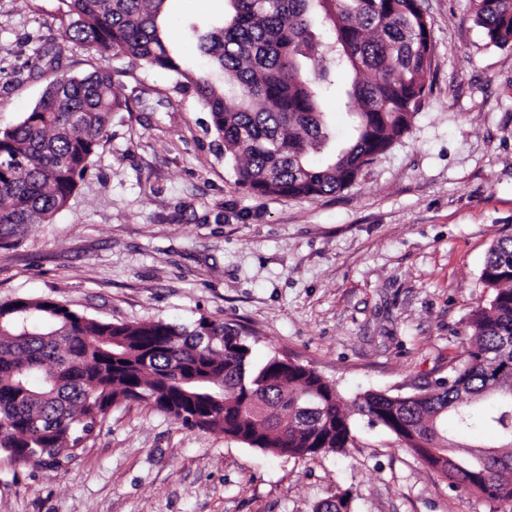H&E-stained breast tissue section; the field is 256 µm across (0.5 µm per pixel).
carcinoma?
Returning <instances> with one entry per match:
<instances>
[{
	"label": "carcinoma",
	"instance_id": "carcinoma-1",
	"mask_svg": "<svg viewBox=\"0 0 512 512\" xmlns=\"http://www.w3.org/2000/svg\"><path fill=\"white\" fill-rule=\"evenodd\" d=\"M169 0H61L64 37L158 68L208 110L237 181L257 195L316 198L360 176L408 130L427 94L430 32L419 0H224L222 24L192 29L201 63L188 67L162 34ZM489 42L512 41V0H474ZM343 88L348 136L335 134L324 96ZM128 107L112 75L62 76L0 131V245L65 208L110 128ZM325 151L320 164L308 160ZM493 290L471 314L473 347L446 380L403 399L366 393L359 410L418 457L454 460L453 487L512 504V236L481 271ZM248 341L221 320L192 326L97 321L51 298L0 303V450L17 463L73 460L116 403L152 404L189 428H216L282 456L339 453L353 440L335 387L272 357L256 368ZM479 418L500 445L448 435Z\"/></svg>",
	"mask_w": 512,
	"mask_h": 512
}]
</instances>
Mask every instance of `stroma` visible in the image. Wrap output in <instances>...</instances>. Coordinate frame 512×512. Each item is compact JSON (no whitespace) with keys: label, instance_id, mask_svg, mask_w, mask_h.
<instances>
[{"label":"stroma","instance_id":"stroma-1","mask_svg":"<svg viewBox=\"0 0 512 512\" xmlns=\"http://www.w3.org/2000/svg\"><path fill=\"white\" fill-rule=\"evenodd\" d=\"M427 96L408 133L344 190L249 194L208 112L163 70L64 39L59 0H0V130L62 75L112 74L113 113L68 206L0 247V303L50 297L112 322L224 321L252 361L287 358L333 384L354 439L314 458L187 428L117 404L77 458L22 466L0 451V512H512L450 486L356 407L407 395L464 360L480 275L512 236V42H488L472 0H421ZM224 0H169L165 33L192 56L191 25ZM57 54L48 67L44 50Z\"/></svg>","mask_w":512,"mask_h":512}]
</instances>
